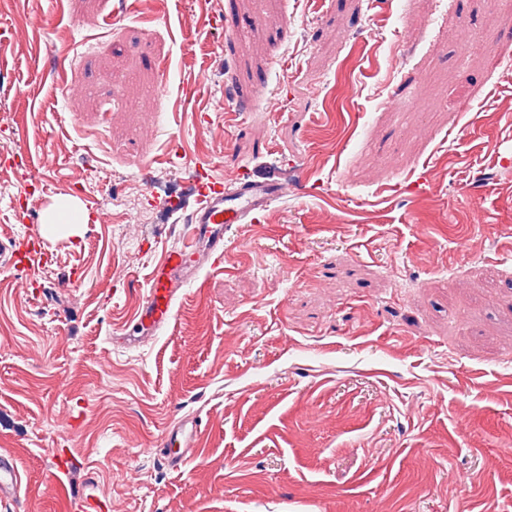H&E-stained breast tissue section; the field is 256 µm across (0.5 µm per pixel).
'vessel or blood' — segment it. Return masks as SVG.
Segmentation results:
<instances>
[{
    "label": "vessel or blood",
    "instance_id": "obj_1",
    "mask_svg": "<svg viewBox=\"0 0 512 512\" xmlns=\"http://www.w3.org/2000/svg\"><path fill=\"white\" fill-rule=\"evenodd\" d=\"M234 191H225L222 183L213 181L207 173H199L196 191L199 204L186 228L181 245L163 253L148 278V291L136 318L139 326L150 331L166 327L174 309L183 280L195 276L198 268L188 257L198 245H206L210 255L224 254V227L244 221L258 222L269 205L282 198L286 189L273 175L260 171H245L237 179ZM35 238L29 237L0 243V269L16 270L31 262L37 254ZM200 425L196 420H181L169 429L161 443L159 454L169 467L180 468L198 441ZM22 476L14 458L0 453V500L17 497Z\"/></svg>",
    "mask_w": 512,
    "mask_h": 512
}]
</instances>
